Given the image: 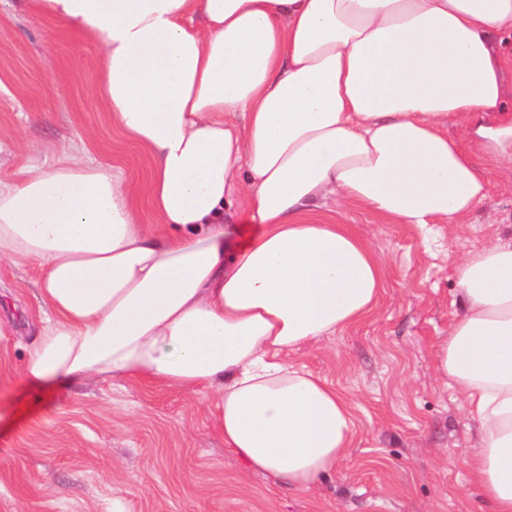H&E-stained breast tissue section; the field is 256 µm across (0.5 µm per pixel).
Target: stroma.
I'll list each match as a JSON object with an SVG mask.
<instances>
[{"label":"stroma","instance_id":"35a3bbf8","mask_svg":"<svg viewBox=\"0 0 512 512\" xmlns=\"http://www.w3.org/2000/svg\"><path fill=\"white\" fill-rule=\"evenodd\" d=\"M98 45L0 0V181L50 169L60 143L147 185L148 152L112 126L92 64ZM96 138H87V130ZM512 183H492L463 230L382 224L352 207L354 225L388 272L375 312L306 346L293 363L325 376L354 405L348 457L309 491L247 472L224 448L210 397L158 383L88 378L64 388L22 385L19 369L42 316L35 264L0 262V512H478L464 466L475 423L434 371L437 343L459 308L456 261L502 233Z\"/></svg>","mask_w":512,"mask_h":512}]
</instances>
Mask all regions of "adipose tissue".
I'll return each mask as SVG.
<instances>
[{
    "label": "adipose tissue",
    "mask_w": 512,
    "mask_h": 512,
    "mask_svg": "<svg viewBox=\"0 0 512 512\" xmlns=\"http://www.w3.org/2000/svg\"><path fill=\"white\" fill-rule=\"evenodd\" d=\"M30 2L98 43L112 125L152 157V217L67 143L0 183V261L41 270L21 380L211 394L225 449L308 490L347 458L352 404L288 357L371 314L386 278L336 215L458 229L512 182V0ZM455 273L435 373L477 423L475 495L512 512V234Z\"/></svg>",
    "instance_id": "ef3b65f1"
}]
</instances>
